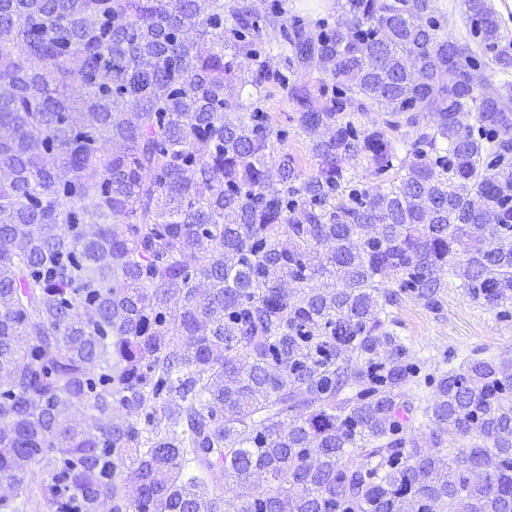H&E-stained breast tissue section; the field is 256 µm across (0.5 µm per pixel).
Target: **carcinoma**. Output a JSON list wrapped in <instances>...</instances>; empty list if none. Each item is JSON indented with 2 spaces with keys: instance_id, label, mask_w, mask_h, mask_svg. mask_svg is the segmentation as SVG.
<instances>
[{
  "instance_id": "1",
  "label": "carcinoma",
  "mask_w": 512,
  "mask_h": 512,
  "mask_svg": "<svg viewBox=\"0 0 512 512\" xmlns=\"http://www.w3.org/2000/svg\"><path fill=\"white\" fill-rule=\"evenodd\" d=\"M511 75L494 0H0V512H512V359L387 311L512 323ZM264 109L270 112L273 124L278 129H288L289 135L285 142V149L294 154L299 161L300 167L308 173L314 168V160L311 158L305 140L296 136L294 123L291 117L294 116V104L288 99L286 92L277 87H270L263 101ZM389 310L398 323L397 330L413 343L419 356L431 361L439 360L440 353L446 350L457 353L455 366L474 350L482 351L486 357L512 356V323H500L492 312L456 288L445 293L440 315L406 297H400Z\"/></svg>"
}]
</instances>
